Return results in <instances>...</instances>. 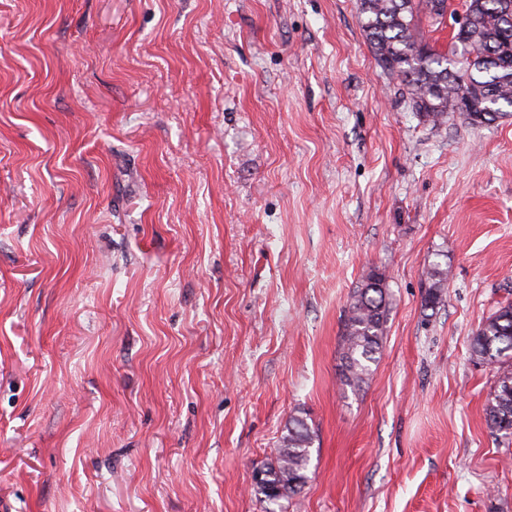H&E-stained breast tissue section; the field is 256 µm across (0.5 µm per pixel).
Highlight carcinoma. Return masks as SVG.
Listing matches in <instances>:
<instances>
[{
	"label": "carcinoma",
	"mask_w": 512,
	"mask_h": 512,
	"mask_svg": "<svg viewBox=\"0 0 512 512\" xmlns=\"http://www.w3.org/2000/svg\"><path fill=\"white\" fill-rule=\"evenodd\" d=\"M469 22L453 34L448 48L423 40L418 18L441 24L448 0H359L363 31L388 75L398 81L416 111L439 125L450 112L469 123L489 124L512 117V0H463ZM424 306L443 302L448 269L433 264L426 273ZM389 316L387 275L373 270L350 296L344 311L341 374L356 389L377 361ZM471 352L486 363H512V304L487 317L471 338ZM489 428L512 434V369L503 371L486 409ZM314 434L294 416L273 460L259 469L254 491L265 512H288V504L308 480Z\"/></svg>",
	"instance_id": "1"
}]
</instances>
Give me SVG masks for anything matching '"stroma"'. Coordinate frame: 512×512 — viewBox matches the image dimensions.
<instances>
[{
  "label": "stroma",
  "mask_w": 512,
  "mask_h": 512,
  "mask_svg": "<svg viewBox=\"0 0 512 512\" xmlns=\"http://www.w3.org/2000/svg\"><path fill=\"white\" fill-rule=\"evenodd\" d=\"M507 303L512 119L426 121L357 0H0V512H265L293 416L288 512H512L470 351ZM426 278L428 283L425 289L424 306L433 310L443 302L448 268H442L440 264L435 263L427 271ZM389 316L385 271L374 269L350 296L344 311L341 374L343 386H362L380 354ZM286 431L273 460L255 471L262 475L254 482V491L267 503L265 512H287L288 504L308 480L314 434L299 416L290 418Z\"/></svg>",
  "instance_id": "35a3bbf8"
}]
</instances>
